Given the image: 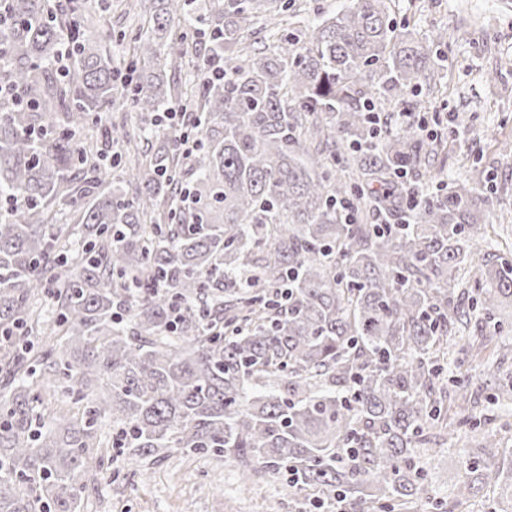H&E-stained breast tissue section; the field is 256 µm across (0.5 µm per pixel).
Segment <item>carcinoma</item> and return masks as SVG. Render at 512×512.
Returning a JSON list of instances; mask_svg holds the SVG:
<instances>
[{
  "instance_id": "1",
  "label": "carcinoma",
  "mask_w": 512,
  "mask_h": 512,
  "mask_svg": "<svg viewBox=\"0 0 512 512\" xmlns=\"http://www.w3.org/2000/svg\"><path fill=\"white\" fill-rule=\"evenodd\" d=\"M4 6L0 512H82L100 418L145 479L176 450L345 512H450L482 489L512 512V458L459 449L471 479L446 496L428 468L438 431L495 442L465 382L448 389L457 326L512 332V261H476L482 172L426 195L400 179L445 150L399 121L448 68L442 32L422 42L393 0H347L252 51L244 33L288 0H122L119 35L87 0ZM187 67L222 78L180 84ZM118 103L135 114L119 136ZM47 311L57 350L32 339ZM483 374L512 404L501 358ZM64 383L106 396L51 414L45 385Z\"/></svg>"
}]
</instances>
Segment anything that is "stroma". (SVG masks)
Instances as JSON below:
<instances>
[{
	"label": "stroma",
	"mask_w": 512,
	"mask_h": 512,
	"mask_svg": "<svg viewBox=\"0 0 512 512\" xmlns=\"http://www.w3.org/2000/svg\"><path fill=\"white\" fill-rule=\"evenodd\" d=\"M344 0H292L281 24L311 29L322 15L339 11ZM399 21L417 38L434 28L446 33L448 69L443 85L448 104L441 109L443 127L473 123L467 143L451 140L444 163L413 177L426 186L465 174L472 154L482 156L494 178L490 253L512 258V157L500 158L491 137L512 135V0H399ZM495 22L483 31L479 23ZM499 69L495 81L485 72ZM84 512H332L326 497L296 495L282 474L260 481L244 479L232 462L188 456L179 452L157 463L149 480H141L120 455H113L92 478L83 494Z\"/></svg>",
	"instance_id": "obj_1"
}]
</instances>
